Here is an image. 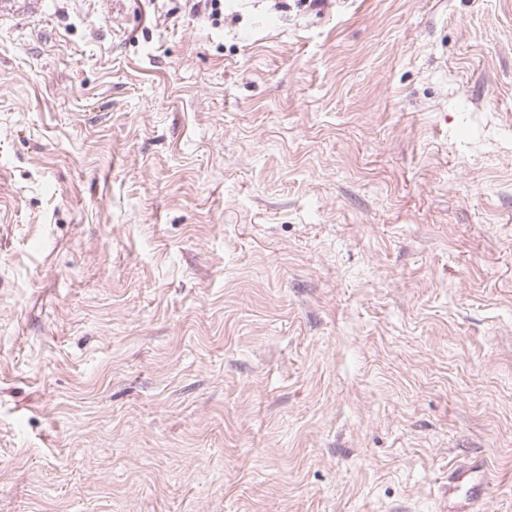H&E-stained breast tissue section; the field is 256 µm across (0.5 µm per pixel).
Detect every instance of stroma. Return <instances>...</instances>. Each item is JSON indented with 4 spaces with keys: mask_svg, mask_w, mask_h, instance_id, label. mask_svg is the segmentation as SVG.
Segmentation results:
<instances>
[{
    "mask_svg": "<svg viewBox=\"0 0 512 512\" xmlns=\"http://www.w3.org/2000/svg\"><path fill=\"white\" fill-rule=\"evenodd\" d=\"M0 0V512H512V0ZM183 7L189 15L198 18H207L212 24L217 25L224 21L223 0H181ZM476 466L472 464H459L457 465L448 476V494L464 489L466 498L471 504L478 501L485 493L486 484L489 483L490 478L485 473L484 479H477L475 473Z\"/></svg>",
    "mask_w": 512,
    "mask_h": 512,
    "instance_id": "obj_1",
    "label": "stroma"
}]
</instances>
